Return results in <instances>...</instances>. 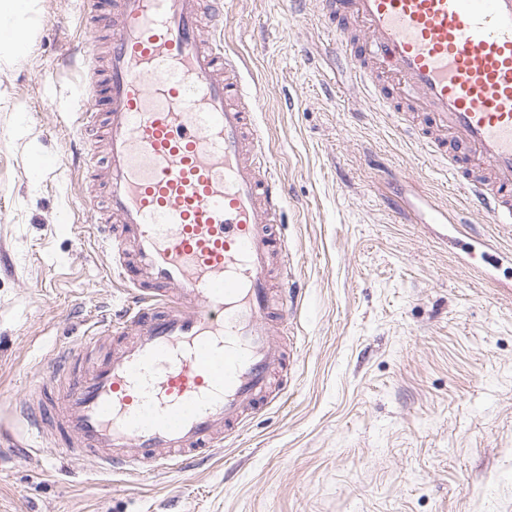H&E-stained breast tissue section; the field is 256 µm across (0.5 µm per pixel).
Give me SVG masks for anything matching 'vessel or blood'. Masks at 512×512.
<instances>
[{"label": "vessel or blood", "mask_w": 512, "mask_h": 512, "mask_svg": "<svg viewBox=\"0 0 512 512\" xmlns=\"http://www.w3.org/2000/svg\"><path fill=\"white\" fill-rule=\"evenodd\" d=\"M351 70L447 164L468 205L512 224V0H321ZM222 0H80L108 18L88 55L73 150L87 215L125 297L20 397L30 437H56L100 472L184 471L281 404L290 353L271 299L289 281L277 173L224 50ZM112 350L87 362L100 337Z\"/></svg>", "instance_id": "b4317fda"}]
</instances>
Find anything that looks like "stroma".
<instances>
[{"label": "stroma", "mask_w": 512, "mask_h": 512, "mask_svg": "<svg viewBox=\"0 0 512 512\" xmlns=\"http://www.w3.org/2000/svg\"><path fill=\"white\" fill-rule=\"evenodd\" d=\"M36 8L28 54L0 68V512H512V224L399 134L320 0H232L223 22L284 189L301 298L286 404L188 472L27 457L17 398L122 298L67 164L72 90L111 32L75 0Z\"/></svg>", "instance_id": "obj_1"}]
</instances>
